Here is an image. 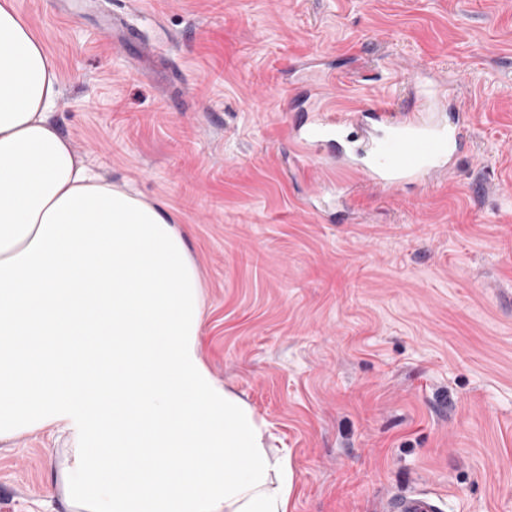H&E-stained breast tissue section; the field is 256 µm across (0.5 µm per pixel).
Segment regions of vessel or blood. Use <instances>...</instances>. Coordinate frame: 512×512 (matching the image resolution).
<instances>
[{
    "mask_svg": "<svg viewBox=\"0 0 512 512\" xmlns=\"http://www.w3.org/2000/svg\"><path fill=\"white\" fill-rule=\"evenodd\" d=\"M310 81L309 87L290 90L298 112L291 135L299 171H310L329 149L336 154L337 166L355 169L368 184L400 187L450 171L471 139L464 120L433 121L435 104L450 97L451 90L430 71L422 69L408 77L411 98L399 106L384 98L368 106L341 108L335 102L334 74L316 73ZM437 510L427 493L392 497L384 508V512Z\"/></svg>",
    "mask_w": 512,
    "mask_h": 512,
    "instance_id": "b4317fda",
    "label": "vessel or blood"
}]
</instances>
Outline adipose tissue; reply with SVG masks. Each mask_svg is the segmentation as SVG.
Here are the masks:
<instances>
[{"instance_id":"adipose-tissue-1","label":"adipose tissue","mask_w":512,"mask_h":512,"mask_svg":"<svg viewBox=\"0 0 512 512\" xmlns=\"http://www.w3.org/2000/svg\"><path fill=\"white\" fill-rule=\"evenodd\" d=\"M58 68L0 0V443L55 427L68 512H288L287 451L205 368L174 218L50 122Z\"/></svg>"}]
</instances>
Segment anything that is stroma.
<instances>
[{
    "mask_svg": "<svg viewBox=\"0 0 512 512\" xmlns=\"http://www.w3.org/2000/svg\"><path fill=\"white\" fill-rule=\"evenodd\" d=\"M55 57L52 120L104 178L177 221L202 360L287 450L289 512H512V0H16ZM123 15L156 46L113 32ZM456 89L472 144L398 189L297 176L305 63ZM48 432L0 445V512H66ZM439 506L428 493L398 495L390 498L384 512H437Z\"/></svg>",
    "mask_w": 512,
    "mask_h": 512,
    "instance_id": "1",
    "label": "stroma"
}]
</instances>
